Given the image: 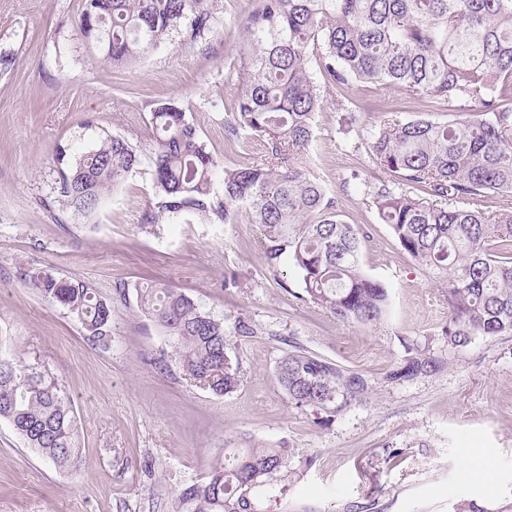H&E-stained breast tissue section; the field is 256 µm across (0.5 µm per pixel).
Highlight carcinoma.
Returning a JSON list of instances; mask_svg holds the SVG:
<instances>
[{
	"label": "carcinoma",
	"mask_w": 512,
	"mask_h": 512,
	"mask_svg": "<svg viewBox=\"0 0 512 512\" xmlns=\"http://www.w3.org/2000/svg\"><path fill=\"white\" fill-rule=\"evenodd\" d=\"M214 0H84L76 27L114 67L213 35ZM250 51L239 56L243 82L224 118L228 147L257 139L258 162L226 168L209 150L185 109L174 101L150 109L149 153L117 135L68 157L59 151L56 192L73 214L98 211L108 193L149 160L157 201L149 224L188 216L263 228L270 271L294 267L297 298L336 321L372 327L389 311L385 283L360 267L363 228L342 219L336 197L303 165L324 95L352 82L395 87L452 116L446 123L403 120L391 112L369 132V158L385 179L369 186L382 223L400 249L441 282L448 321L440 328L448 353L478 337L512 335V0H260L246 21ZM319 73L324 87L316 84ZM222 179L224 196L214 194ZM425 193L421 197L418 192ZM504 198L490 212L477 201ZM42 297L66 308L92 342H112V301L91 285L50 272L31 277ZM137 304L173 342L187 380L215 395L241 384L242 361L228 336L257 334L238 316L234 331L169 284L137 289ZM404 356L384 373L400 385L443 369L444 357L405 339ZM295 407L328 417L371 389L362 374L296 346L276 367ZM26 447L60 469L78 458V421L61 383L45 370L0 358V421ZM207 480L189 485L179 502L190 512H257L264 496H283L298 457L292 448H229Z\"/></svg>",
	"instance_id": "carcinoma-1"
}]
</instances>
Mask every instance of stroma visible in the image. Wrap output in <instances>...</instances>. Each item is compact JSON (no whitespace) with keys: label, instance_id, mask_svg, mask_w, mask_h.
I'll return each mask as SVG.
<instances>
[{"label":"stroma","instance_id":"obj_1","mask_svg":"<svg viewBox=\"0 0 512 512\" xmlns=\"http://www.w3.org/2000/svg\"><path fill=\"white\" fill-rule=\"evenodd\" d=\"M258 0H217L220 32L205 44L161 49L115 67L80 37L82 0H0V355L46 369L73 400L83 450L67 470L26 448L0 421V512H178L183 488L204 482L228 448L297 449L311 464L289 477L261 512H453L463 499L486 512L512 503V336L477 339L443 372L381 386L403 355L401 338L445 348L441 290L395 242L364 189L377 183L363 137L386 113L446 121L394 89L353 86L316 117L305 163L335 193L347 223L369 234L363 271L390 290V312L372 328L337 322L300 300L298 272H271L259 225L196 217L149 224L156 200L150 167L111 191L95 215L47 208L58 147L87 151L109 132L149 149V106L175 101L225 166L263 159L259 140L224 145L234 107L226 83L249 49L243 23ZM352 112V131L339 125ZM48 271L81 280L112 306V344L87 339L64 307L29 277ZM235 276L233 285L224 279ZM166 281L215 317L244 314L253 337H233L242 383L217 396L186 381L172 342L137 306L136 285ZM303 346L365 374V402L328 419L290 404L276 364Z\"/></svg>","mask_w":512,"mask_h":512}]
</instances>
